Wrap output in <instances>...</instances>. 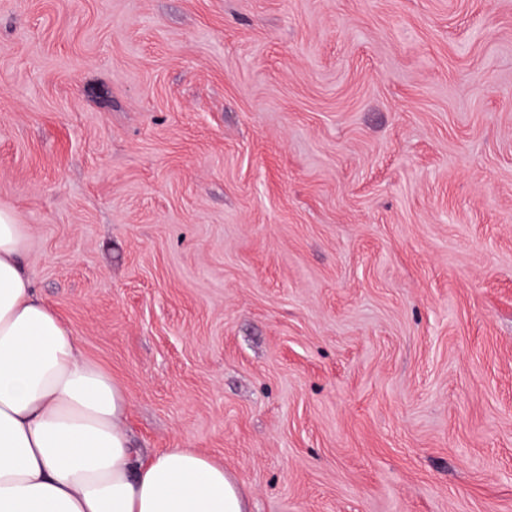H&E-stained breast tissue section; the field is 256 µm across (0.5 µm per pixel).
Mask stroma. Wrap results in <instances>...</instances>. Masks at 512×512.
Instances as JSON below:
<instances>
[{"instance_id":"35a3bbf8","label":"stroma","mask_w":512,"mask_h":512,"mask_svg":"<svg viewBox=\"0 0 512 512\" xmlns=\"http://www.w3.org/2000/svg\"><path fill=\"white\" fill-rule=\"evenodd\" d=\"M0 208L251 512H512V0H0Z\"/></svg>"}]
</instances>
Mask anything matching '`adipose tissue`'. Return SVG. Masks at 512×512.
Returning a JSON list of instances; mask_svg holds the SVG:
<instances>
[{"instance_id": "1", "label": "adipose tissue", "mask_w": 512, "mask_h": 512, "mask_svg": "<svg viewBox=\"0 0 512 512\" xmlns=\"http://www.w3.org/2000/svg\"><path fill=\"white\" fill-rule=\"evenodd\" d=\"M26 225L0 209V512H248L223 463L191 448L142 461L128 400L36 297Z\"/></svg>"}]
</instances>
